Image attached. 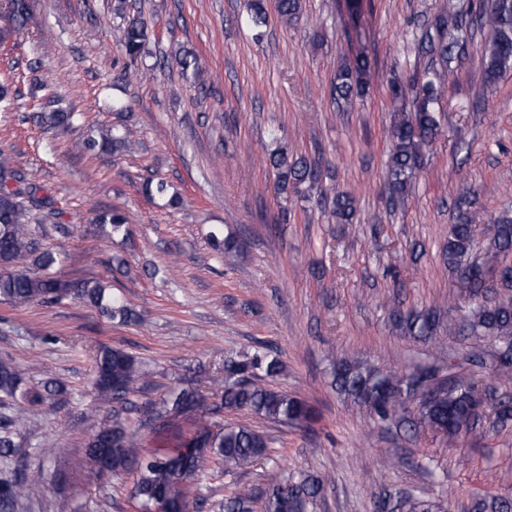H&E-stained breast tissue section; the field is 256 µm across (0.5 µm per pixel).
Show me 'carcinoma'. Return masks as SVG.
Wrapping results in <instances>:
<instances>
[{
    "label": "carcinoma",
    "instance_id": "1",
    "mask_svg": "<svg viewBox=\"0 0 512 512\" xmlns=\"http://www.w3.org/2000/svg\"><path fill=\"white\" fill-rule=\"evenodd\" d=\"M126 0H115L113 10L125 21L123 50L134 63L142 55L151 38L147 22L127 14ZM7 25L0 28V42L11 31L23 26L30 16V0H3L0 3ZM301 0H277L280 22L288 24L299 18ZM480 26L488 29L491 39L484 47L485 88L491 90L499 73L512 68V0H490L475 11ZM248 24L255 37L262 36L268 17L259 0L251 3ZM460 23L455 5L439 14L423 32L422 50L438 57L445 66L429 67L422 73L421 83L411 87L413 109L403 113L393 123L389 136L394 143L387 171V188L392 203L404 201L414 171L419 167L424 149L436 134L435 112L439 108L448 78L453 71L446 67L454 51L460 47ZM367 55L357 54L344 62L337 73L336 93L347 102L359 93L370 77ZM33 118L49 129L66 130L73 125L75 113L49 100L34 113ZM132 131L124 125L102 131L96 136L74 143V148L91 155H119L131 152ZM269 164L275 172L278 190L286 194L299 192L300 186L319 180V166L305 158L290 159L283 150L269 153ZM35 179L15 167L11 153L0 150V299L15 304H57L77 299L109 320L125 323L139 320V315L121 297L112 294L108 283L100 279L65 283L44 274L32 276L26 266L32 262L48 270L57 261L54 253L42 249L31 231L33 221H43L58 213L55 203L38 195ZM333 216L342 224L352 223L355 207L353 198L344 192L331 197ZM126 216L119 211L97 215L98 234L103 238L122 231ZM492 243L496 252L512 251V217L500 216L494 224ZM213 246L234 258L242 250L238 238L229 233L224 237L211 235ZM473 219L459 211L456 223L448 228L445 257L448 265L461 273L474 299L489 286L485 275L471 262ZM397 322L406 334L422 340H433L444 329L443 318L435 308L422 313L398 315ZM467 335L480 339L491 336L500 343L495 373L501 380L512 381V297L502 296L493 301L477 303L461 322ZM282 368L278 357L266 352L244 355L224 362V388L219 401L207 403L195 388L172 390L157 402L137 406L129 394L151 385V373L143 369L134 355L103 345L95 355L94 392L104 405L117 404L123 412H141L160 438L162 445L149 451L140 447L130 433L129 419L122 412L112 411L106 423L96 429L86 443V465L91 473L102 475L103 460L109 461L112 473L132 468L136 480L131 496L138 512H152L159 502H165L168 512H190V495L213 475L212 464L224 463V473L237 474L268 458L270 443L267 436L247 423L225 424L217 417L226 409L246 411L269 422L308 428L316 420L313 407L304 401L275 390L262 382ZM331 374L336 390L353 404L366 410L377 423L399 419L405 408L401 399L404 373L384 372L367 362L347 356L332 362ZM479 381L470 378L443 390L435 400L418 409V423L448 442L461 433H475L482 420L489 418L492 426L512 425V399H493V405L483 409L479 401ZM14 399L15 414L3 424L0 434V459L12 457L18 450L9 431L24 418L28 408L40 406L63 393V386L53 380L39 388L27 386L23 370L9 358H0V394ZM323 488L322 479L309 471H285L280 468L264 473V489L257 492L242 488L232 498L218 504V512H252L255 499L262 500L263 512H313ZM26 494L20 481L0 480V512L10 508ZM472 512H512V501L504 497L484 496L471 505ZM382 512H445L442 500L404 494L395 501H386Z\"/></svg>",
    "mask_w": 512,
    "mask_h": 512
}]
</instances>
